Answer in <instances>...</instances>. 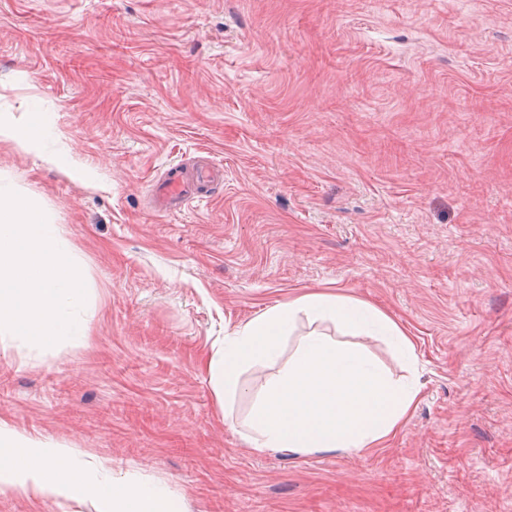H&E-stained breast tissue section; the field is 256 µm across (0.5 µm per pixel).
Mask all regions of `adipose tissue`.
I'll list each match as a JSON object with an SVG mask.
<instances>
[{
    "mask_svg": "<svg viewBox=\"0 0 512 512\" xmlns=\"http://www.w3.org/2000/svg\"><path fill=\"white\" fill-rule=\"evenodd\" d=\"M54 122L0 121V142L25 150L52 139ZM331 320L349 333L370 329L391 337L409 364L413 340L371 303L327 292H309L279 304L224 336V346L205 362L215 395L228 405L244 389L240 375L250 363L279 364L251 414V448L288 453L354 451L384 447L416 406L415 379H393L363 349L309 333L287 362L280 343L299 317ZM33 498L95 497L99 512H185L165 485L113 476L108 460L90 462L62 444L29 436L0 420V493Z\"/></svg>",
    "mask_w": 512,
    "mask_h": 512,
    "instance_id": "1",
    "label": "adipose tissue"
}]
</instances>
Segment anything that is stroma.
I'll use <instances>...</instances> for the list:
<instances>
[{"label":"stroma","mask_w":512,"mask_h":512,"mask_svg":"<svg viewBox=\"0 0 512 512\" xmlns=\"http://www.w3.org/2000/svg\"><path fill=\"white\" fill-rule=\"evenodd\" d=\"M45 113L55 137L0 144V180L70 241L89 341L1 340V419L187 512H512V0H0V119ZM201 161L223 182L156 209L162 170ZM311 290L416 345L421 399L385 447L254 451L260 363L224 421L202 362ZM312 331L405 372L329 321L299 319L284 355Z\"/></svg>","instance_id":"35a3bbf8"}]
</instances>
